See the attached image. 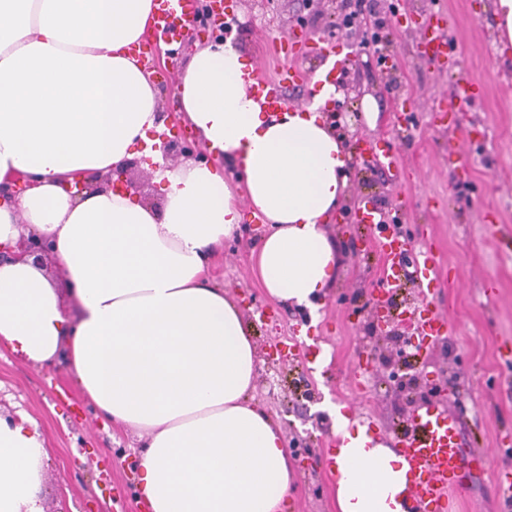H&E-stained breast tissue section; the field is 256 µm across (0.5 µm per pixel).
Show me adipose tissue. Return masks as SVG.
<instances>
[{"label": "adipose tissue", "instance_id": "1", "mask_svg": "<svg viewBox=\"0 0 512 512\" xmlns=\"http://www.w3.org/2000/svg\"><path fill=\"white\" fill-rule=\"evenodd\" d=\"M156 0H0V244L22 231L50 243L65 285L32 261L0 265V344L42 365L65 353L103 421L136 431L148 512H283L291 490L284 435L244 404L256 349L241 310L207 277L213 249L243 220L222 161L267 219L256 270L276 302L313 307L340 266L324 229L348 199L347 145L320 112L341 93L324 75L312 102L266 112L246 89L252 65L232 42L198 47L178 76L183 122L212 163L166 162L151 131L160 98L132 47ZM144 159L162 210L70 174ZM72 306L64 308L61 297ZM338 512H402L404 459L333 406ZM44 443L0 421V512H37Z\"/></svg>", "mask_w": 512, "mask_h": 512}]
</instances>
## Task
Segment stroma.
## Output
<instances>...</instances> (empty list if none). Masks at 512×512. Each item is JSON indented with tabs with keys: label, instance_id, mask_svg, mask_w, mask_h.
Masks as SVG:
<instances>
[{
	"label": "stroma",
	"instance_id": "obj_1",
	"mask_svg": "<svg viewBox=\"0 0 512 512\" xmlns=\"http://www.w3.org/2000/svg\"><path fill=\"white\" fill-rule=\"evenodd\" d=\"M391 2L415 12L445 9L456 70L486 89L484 98L460 104L461 123L486 129L487 139L469 145L455 131L431 127L429 108L449 99L451 76L416 56L414 32L394 30L383 51L395 58V70H381L375 57L359 55L356 66L337 76L343 94L326 120L347 142L390 140L414 176L401 186L382 169L350 164L348 200L326 225L342 259L335 284L312 310L271 301L252 261L268 227L247 221L210 264L216 283L253 324L258 363L248 401L280 425L292 447L296 490L288 512H336V478L312 464L336 440L329 405H353L387 443L407 427L412 405L435 390L461 414L464 439L476 456L470 490L456 497L455 512H505L494 479L512 473V449L499 442L500 435L512 433V362L498 355L499 348H512V61L501 60L495 50L493 0ZM334 8L333 0H236L232 37L253 66L271 71L278 60L269 54V42L296 30L313 43L332 38ZM368 95L379 106L372 126L361 115ZM409 103L414 111L405 129L393 109ZM460 156L471 179L455 175ZM379 196L402 210V232L432 245L447 273L432 304L453 331L425 356L395 333L377 331L369 295L384 261L367 225L342 220L358 199ZM486 207L500 215V236L482 222ZM490 279L498 291L488 298L484 285ZM257 307L267 318L255 317ZM293 337L303 338V350L312 355L328 351L322 371H310L299 356H271L275 344ZM366 352L380 367L361 394L351 373ZM0 417L32 420L45 440L38 462L42 512H141L135 457L142 439L130 429L104 427L64 359L37 367L1 349Z\"/></svg>",
	"mask_w": 512,
	"mask_h": 512
}]
</instances>
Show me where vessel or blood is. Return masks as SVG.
Wrapping results in <instances>:
<instances>
[{
	"label": "vessel or blood",
	"mask_w": 512,
	"mask_h": 512,
	"mask_svg": "<svg viewBox=\"0 0 512 512\" xmlns=\"http://www.w3.org/2000/svg\"><path fill=\"white\" fill-rule=\"evenodd\" d=\"M197 0H161L154 18L150 40L139 45L137 54L144 62H153L163 47L183 45L198 32ZM404 28L418 34L414 44L416 54L434 70H450L454 62V47L447 36V20L443 10L425 14L402 12L399 15ZM306 74L300 65L282 68L273 77L254 73L248 92L254 93L269 112L287 108L290 89L300 87ZM481 84L459 75L451 83V97L469 101L482 96ZM432 122L439 128L460 130L464 140H471L472 132L460 126L459 115L446 103L430 108ZM358 159L392 170L396 182L409 179V172L397 162L394 145L386 140L366 142ZM356 224H367L373 230V244L385 259L382 280L398 283L405 274H412L423 298L413 314L419 326V341L434 347L451 332L446 316L432 308L429 299L440 288L442 280L438 263L431 248L415 242L396 230L401 223L400 210L380 211L373 198H363L352 214ZM394 446L408 465L409 486L402 503V512H451L452 496L467 489L470 475L469 453L464 446L462 419L446 405L429 403L414 407L409 415V427L399 436Z\"/></svg>",
	"instance_id": "1"
}]
</instances>
